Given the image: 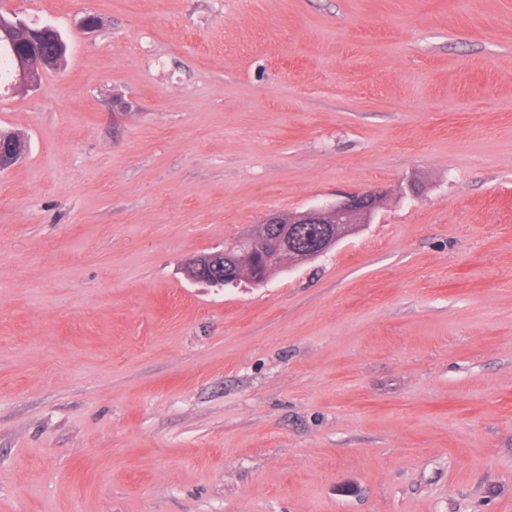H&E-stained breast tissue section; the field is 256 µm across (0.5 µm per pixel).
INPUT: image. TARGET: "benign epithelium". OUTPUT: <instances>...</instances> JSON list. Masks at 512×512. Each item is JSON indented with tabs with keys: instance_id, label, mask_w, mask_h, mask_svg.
I'll return each instance as SVG.
<instances>
[{
	"instance_id": "obj_1",
	"label": "benign epithelium",
	"mask_w": 512,
	"mask_h": 512,
	"mask_svg": "<svg viewBox=\"0 0 512 512\" xmlns=\"http://www.w3.org/2000/svg\"><path fill=\"white\" fill-rule=\"evenodd\" d=\"M51 31L53 28L48 25L32 26L13 14L9 18L0 20V50L5 53H15L13 36L18 32H23L30 39L36 40ZM56 41V52L40 59L36 66L23 59H16L14 74L8 87L14 91L33 89L38 85L39 76L42 73L56 68L67 51V44L63 37H56ZM25 152L26 145L23 141H15L11 146L0 143V169H7L17 164L22 160ZM378 203L377 194L364 192L334 204L290 213L286 221L279 214H270L263 218L253 230L237 236L224 247V250L195 260V264L200 267L219 261L229 267L222 277L199 276L197 281L215 287L238 284L242 278L241 268L254 260V236L269 224L276 226L277 240L266 256L268 262L279 265L287 260L291 264H300L316 258L334 246L349 231L371 223ZM295 224H322L324 230L322 235L309 245L308 250L301 252L296 250L293 244V225Z\"/></svg>"
}]
</instances>
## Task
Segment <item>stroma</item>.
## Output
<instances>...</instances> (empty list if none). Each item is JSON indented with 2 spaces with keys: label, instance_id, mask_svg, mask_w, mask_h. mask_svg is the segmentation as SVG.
<instances>
[{
  "label": "stroma",
  "instance_id": "35a3bbf8",
  "mask_svg": "<svg viewBox=\"0 0 512 512\" xmlns=\"http://www.w3.org/2000/svg\"><path fill=\"white\" fill-rule=\"evenodd\" d=\"M8 6L68 51L0 88V512H512V0ZM379 203V196L373 192H364L353 195L348 199L326 206H317L298 213L285 214L288 222L284 221L280 214H269L262 219L260 224L249 232H243L232 242L224 247V251L213 253L199 259L193 264L202 267L204 264L219 263L224 265L222 269L210 267L212 274H224V277L198 276V266H187L189 277H197V281L210 286L224 287L237 285L242 278L241 268L254 260V253L268 248L272 235L265 237L259 234L256 237L254 248V236L259 230L273 224L277 229V240L274 242L266 256L271 264H283L288 259L290 264H300L316 258L334 246L346 233L361 226L370 224ZM293 224H300L299 235L305 240L318 230L317 224H324L322 235L315 239L307 251H297L293 244ZM225 265L230 269L225 271ZM237 267L235 269V267ZM235 269V270H234ZM231 270H234L232 272Z\"/></svg>",
  "mask_w": 512,
  "mask_h": 512
}]
</instances>
